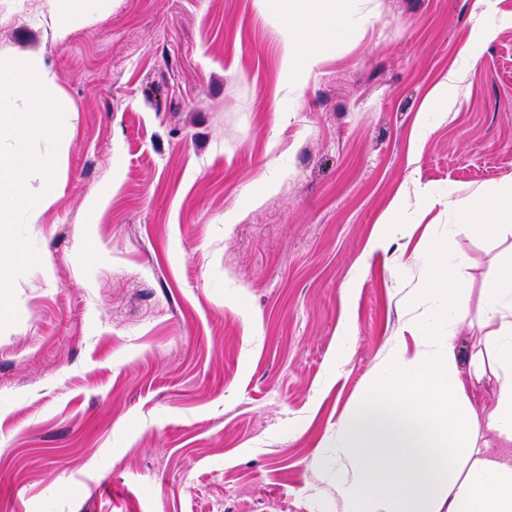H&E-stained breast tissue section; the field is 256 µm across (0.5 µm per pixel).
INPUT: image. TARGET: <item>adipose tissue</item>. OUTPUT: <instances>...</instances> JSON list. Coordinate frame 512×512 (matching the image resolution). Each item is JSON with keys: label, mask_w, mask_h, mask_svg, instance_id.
<instances>
[{"label": "adipose tissue", "mask_w": 512, "mask_h": 512, "mask_svg": "<svg viewBox=\"0 0 512 512\" xmlns=\"http://www.w3.org/2000/svg\"><path fill=\"white\" fill-rule=\"evenodd\" d=\"M285 19L284 66L297 72L326 49L324 18L340 24L341 0H261ZM462 225L483 236L512 235V180L460 210ZM418 293L435 312L408 324L414 355L392 350L336 426V478L343 512H512V252L500 257L482 290L483 340L459 351L470 316L469 259L434 240ZM492 378L494 406L477 414L469 391Z\"/></svg>", "instance_id": "adipose-tissue-1"}]
</instances>
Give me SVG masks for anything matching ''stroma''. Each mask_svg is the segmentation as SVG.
<instances>
[{"instance_id":"35a3bbf8","label":"stroma","mask_w":512,"mask_h":512,"mask_svg":"<svg viewBox=\"0 0 512 512\" xmlns=\"http://www.w3.org/2000/svg\"><path fill=\"white\" fill-rule=\"evenodd\" d=\"M342 9L292 77L256 0H0V54L56 75L69 126L0 331V512H341L316 454L414 353L426 245L476 297L512 246L448 209L512 178V0ZM487 14L484 12L476 17L466 48L467 61L471 68H477L481 64L483 45L491 41L495 34V26L486 20Z\"/></svg>"}]
</instances>
